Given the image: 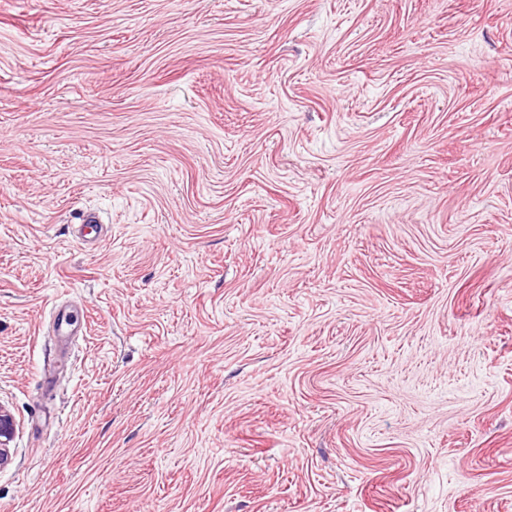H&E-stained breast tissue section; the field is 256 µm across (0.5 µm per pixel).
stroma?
Masks as SVG:
<instances>
[{"mask_svg":"<svg viewBox=\"0 0 512 512\" xmlns=\"http://www.w3.org/2000/svg\"><path fill=\"white\" fill-rule=\"evenodd\" d=\"M0 404V512H512V0H0ZM17 433L15 418L7 407L0 404V469L7 467L13 457L12 443Z\"/></svg>","mask_w":512,"mask_h":512,"instance_id":"35a3bbf8","label":"stroma"}]
</instances>
